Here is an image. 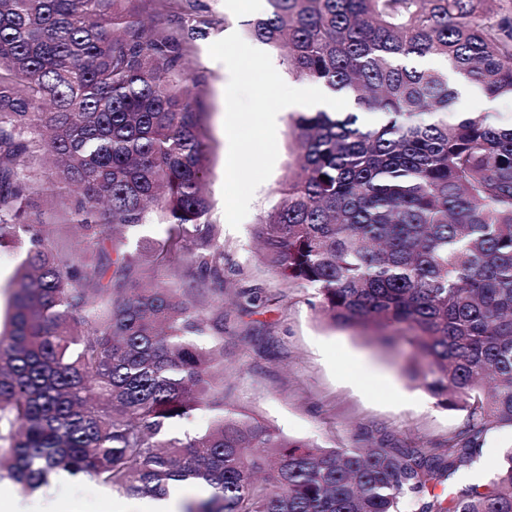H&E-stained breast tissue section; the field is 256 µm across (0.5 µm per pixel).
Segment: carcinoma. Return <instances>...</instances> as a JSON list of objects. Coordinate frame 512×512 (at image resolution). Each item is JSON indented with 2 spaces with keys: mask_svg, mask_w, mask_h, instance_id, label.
<instances>
[{
  "mask_svg": "<svg viewBox=\"0 0 512 512\" xmlns=\"http://www.w3.org/2000/svg\"><path fill=\"white\" fill-rule=\"evenodd\" d=\"M214 20L194 0H0V245H25L0 332V478L34 494L54 475L157 498L184 512H512V448L474 469L512 427V125L448 121L453 72L512 99V0H266L250 38L296 78L348 95L351 112L291 117L299 173L254 229L316 313L391 351L439 405L462 411L440 448H323L224 406V251L206 220L207 146L188 71ZM426 57L448 70L424 69ZM380 115L360 123L358 111ZM49 172L92 258L50 239ZM188 252L196 288L140 281ZM204 408L203 432L171 437ZM512 444V427H503L492 431L486 439L483 447L481 464L490 463L493 459L499 460L504 447Z\"/></svg>",
  "mask_w": 512,
  "mask_h": 512,
  "instance_id": "carcinoma-1",
  "label": "carcinoma"
}]
</instances>
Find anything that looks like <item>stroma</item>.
<instances>
[{"mask_svg":"<svg viewBox=\"0 0 512 512\" xmlns=\"http://www.w3.org/2000/svg\"><path fill=\"white\" fill-rule=\"evenodd\" d=\"M196 3L216 20L197 39L189 67L200 89L203 134L211 147L207 219L224 249V388L230 408L325 448H350L362 438L411 447L445 442L462 425L463 412L438 406L359 331L318 319L311 307L315 289L280 281L258 251L254 226L277 203L280 184L295 169L288 117H281L277 127L278 158L271 176L257 188L239 229L228 225L222 185L229 72L210 58L208 48L227 33L246 35L257 12L247 0L232 12L225 10L224 0ZM251 294L258 297L252 305L246 302ZM363 358L376 366L379 378L360 374L357 362ZM51 498L77 503L80 512H128L131 504L130 497L110 493L87 476L55 486Z\"/></svg>","mask_w":512,"mask_h":512,"instance_id":"obj_1","label":"stroma"}]
</instances>
